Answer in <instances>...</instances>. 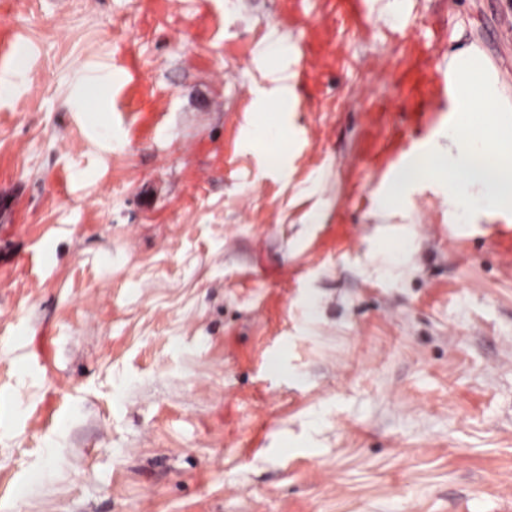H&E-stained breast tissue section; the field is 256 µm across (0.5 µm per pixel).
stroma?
I'll return each instance as SVG.
<instances>
[{
  "mask_svg": "<svg viewBox=\"0 0 512 512\" xmlns=\"http://www.w3.org/2000/svg\"><path fill=\"white\" fill-rule=\"evenodd\" d=\"M279 9L0 0V512H512V212L376 206L454 56L512 106V0ZM107 72L102 134L69 98ZM322 55V41L309 43V48L307 49V62L300 68L291 69L289 73L288 70L283 72V74L280 75V80L276 82L275 85L280 86L287 91L288 89H292L293 91L299 90L300 87L310 81L313 73L322 60Z\"/></svg>",
  "mask_w": 512,
  "mask_h": 512,
  "instance_id": "1",
  "label": "stroma"
}]
</instances>
